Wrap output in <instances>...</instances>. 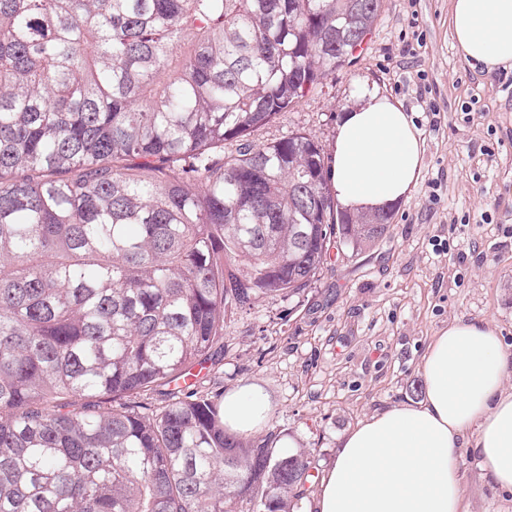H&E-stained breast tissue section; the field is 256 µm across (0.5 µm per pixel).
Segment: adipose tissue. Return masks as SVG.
Wrapping results in <instances>:
<instances>
[{
    "label": "adipose tissue",
    "instance_id": "obj_1",
    "mask_svg": "<svg viewBox=\"0 0 512 512\" xmlns=\"http://www.w3.org/2000/svg\"><path fill=\"white\" fill-rule=\"evenodd\" d=\"M450 27L461 57L486 72L512 66V0H451ZM423 166V140L402 104L365 89L342 115L331 180L344 207L375 211L409 198ZM425 397L371 415L341 436L325 470L317 512H467L456 448L470 438L483 472L512 491V376L493 327L449 323L423 360ZM264 393L242 387L224 398V424L259 431Z\"/></svg>",
    "mask_w": 512,
    "mask_h": 512
}]
</instances>
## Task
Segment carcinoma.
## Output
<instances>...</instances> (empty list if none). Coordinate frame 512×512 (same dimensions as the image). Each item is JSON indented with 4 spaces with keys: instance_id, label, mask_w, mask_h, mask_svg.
Here are the masks:
<instances>
[{
    "instance_id": "1",
    "label": "carcinoma",
    "mask_w": 512,
    "mask_h": 512,
    "mask_svg": "<svg viewBox=\"0 0 512 512\" xmlns=\"http://www.w3.org/2000/svg\"><path fill=\"white\" fill-rule=\"evenodd\" d=\"M382 2L0 0V512L300 509L311 453L228 429L186 378L226 305L387 234L338 206L309 135L250 140Z\"/></svg>"
}]
</instances>
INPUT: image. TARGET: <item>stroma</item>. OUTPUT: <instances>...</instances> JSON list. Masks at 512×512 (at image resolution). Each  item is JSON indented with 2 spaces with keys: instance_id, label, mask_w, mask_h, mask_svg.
<instances>
[{
  "instance_id": "stroma-1",
  "label": "stroma",
  "mask_w": 512,
  "mask_h": 512,
  "mask_svg": "<svg viewBox=\"0 0 512 512\" xmlns=\"http://www.w3.org/2000/svg\"><path fill=\"white\" fill-rule=\"evenodd\" d=\"M448 0H384L353 62L293 111L254 132H292L330 149L364 86L401 102L424 140L421 177L393 208L387 237L330 251L311 288L226 309L220 363L203 391L265 392L281 447L310 449L318 471L339 437L425 395L422 358L449 322L484 321L512 352V68L488 73L457 53ZM468 512H512V493L457 450Z\"/></svg>"
}]
</instances>
